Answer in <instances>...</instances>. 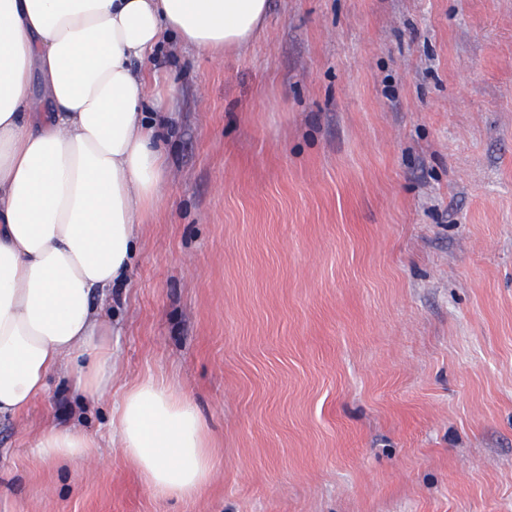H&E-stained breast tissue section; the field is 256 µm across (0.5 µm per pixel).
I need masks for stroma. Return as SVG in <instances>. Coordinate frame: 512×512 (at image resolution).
<instances>
[{"instance_id": "obj_1", "label": "stroma", "mask_w": 512, "mask_h": 512, "mask_svg": "<svg viewBox=\"0 0 512 512\" xmlns=\"http://www.w3.org/2000/svg\"><path fill=\"white\" fill-rule=\"evenodd\" d=\"M173 179L105 315L90 403L0 420V512H512V0H271L219 58L165 43ZM172 383L216 458L160 499L116 442ZM99 452L41 459L46 427Z\"/></svg>"}]
</instances>
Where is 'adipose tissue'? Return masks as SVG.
<instances>
[{"label": "adipose tissue", "instance_id": "adipose-tissue-1", "mask_svg": "<svg viewBox=\"0 0 512 512\" xmlns=\"http://www.w3.org/2000/svg\"><path fill=\"white\" fill-rule=\"evenodd\" d=\"M270 0H0V417L69 366L83 396L112 385V327L95 296L120 284L138 228L172 177L136 64L170 35L220 57L253 42ZM154 496L196 498L213 453L195 405L165 379L126 385L112 417ZM41 458L93 456L73 429Z\"/></svg>", "mask_w": 512, "mask_h": 512}]
</instances>
